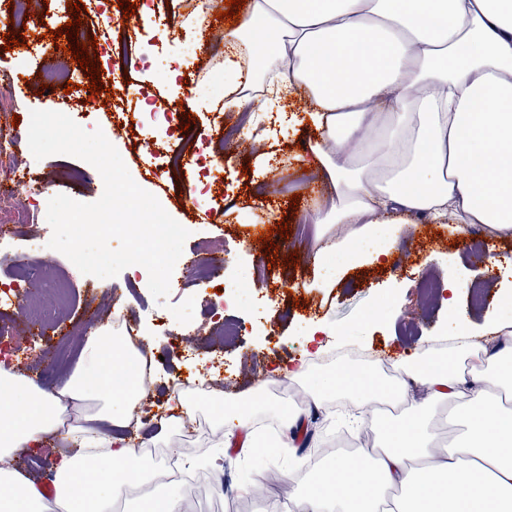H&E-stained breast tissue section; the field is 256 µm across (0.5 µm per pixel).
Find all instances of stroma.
<instances>
[{"label":"stroma","mask_w":512,"mask_h":512,"mask_svg":"<svg viewBox=\"0 0 512 512\" xmlns=\"http://www.w3.org/2000/svg\"><path fill=\"white\" fill-rule=\"evenodd\" d=\"M67 0H30L27 28H13L0 14V74L26 78L25 95L0 99V138H15L16 144L0 154V215L9 216L18 207H28L37 218L27 233L39 236L46 226L50 197L64 193L82 202H93L103 192L99 172L87 162L67 155L41 160L32 156L25 136L30 113L53 107L42 82L43 59L52 47L51 30L66 24L71 15ZM211 12L225 10L224 0H146L131 17L113 13L111 28L104 29L95 16H88L75 39L112 41L125 44L126 58H113L114 87L128 83L126 62L148 68L147 81L138 99L146 104L158 99L179 101L180 112L190 116L203 142L217 137L219 124H232L236 113L225 111L224 102L235 87L224 80V62L216 59L201 66L193 55L203 52L213 37L197 23L202 5ZM25 37L22 46L7 47V33ZM69 68L80 87L75 90L66 113L86 130L109 129L117 118L115 109L97 110L87 86L89 72L72 62L70 54L59 58ZM179 71L177 83H168L167 71ZM204 82L200 95L189 92L191 85ZM131 177L153 194L162 207L190 235L183 254L191 257L200 237H208L212 254L219 263L214 281L190 277L176 267L165 303H158L148 290L147 274L124 269L113 278L111 287L100 278L82 274L63 254L47 246H17L0 251V325L8 332L0 335V346L11 349L14 367L51 386L68 379L77 367L86 336L103 325L107 316L125 315L137 336H150V350L157 360L153 368L150 396L140 407L132 430L138 439L152 436L166 413H182L177 398L169 395L172 383L191 378L204 395L195 402L194 414L206 425L221 416L220 399L256 401L260 417L278 421L283 411L292 409L288 398L275 392L282 378L275 369L288 364L302 366L301 390L311 380L349 360L357 367L386 363L399 369L417 368L425 357V337L445 331L448 305L442 296L421 294L419 284L435 277L439 284L457 278V308L468 320L477 343H485L488 319L502 313L500 283L512 270V236L486 235L483 255L472 256L467 244L469 232L451 230L448 225L419 223L393 244L384 269L366 265L347 269L329 287L317 288L313 282L317 269L312 261L318 232L335 233L332 224L307 223L306 211L317 197L320 182L314 172L303 170L298 162L305 137L300 127L291 125L280 132L256 134L246 150H235L231 157L211 158V173L219 177L223 215L185 203L173 191L170 179L158 159L162 148L178 151L182 145L171 137L164 122L143 116L129 138H114ZM30 170L37 182L23 185L12 181L13 168ZM79 170L83 180L72 181L67 173ZM299 204H291L293 195ZM288 221L287 234H273L278 254L263 249L261 231L279 221ZM500 259L492 266L490 258ZM252 274L254 285L239 290L238 281ZM222 283L226 300L215 304L214 283ZM194 298L192 322H176L170 308L186 298ZM380 306L381 315L373 322L364 313ZM233 325L236 334L222 340L214 333L216 322ZM318 321L337 334L358 337L359 352L334 350L320 362H313L306 335L311 322ZM362 407L348 395H326L319 405L310 406L307 417L297 426L298 434L327 439L338 423L361 415ZM75 445L65 432L48 435L38 452L13 458L19 473L36 485H43L45 473L60 456L73 454ZM186 471L207 470L219 473L224 483V508L228 512H288L287 502H275L264 482H257L250 495H242L244 479L255 472L286 473L287 455L268 460L263 456L246 458L237 448H207L196 455H183Z\"/></svg>","instance_id":"35a3bbf8"}]
</instances>
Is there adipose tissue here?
I'll list each match as a JSON object with an SVG mask.
<instances>
[{"label":"adipose tissue","instance_id":"obj_1","mask_svg":"<svg viewBox=\"0 0 512 512\" xmlns=\"http://www.w3.org/2000/svg\"><path fill=\"white\" fill-rule=\"evenodd\" d=\"M224 71L275 67L266 90L307 95L316 136L308 148L327 193L314 224L340 226L314 257L352 268L386 261L406 225L427 220L491 234L512 232V0H251L225 29ZM472 366L461 374L436 355L418 368L426 398H410L370 371L337 368L307 393L348 392L367 407L379 448L371 463L339 457L293 496L295 512H512V341L474 347L451 317ZM138 355L106 328L50 388L0 368V512H44V496L11 469V451L66 429L76 454L56 465L62 512H112L113 492L152 469L121 436L147 399ZM448 420L440 447L430 431ZM220 444L257 450L246 408L229 407ZM346 480L351 491L338 498Z\"/></svg>","mask_w":512,"mask_h":512}]
</instances>
